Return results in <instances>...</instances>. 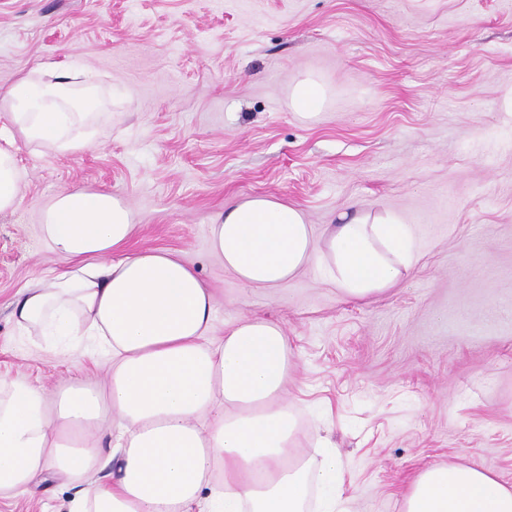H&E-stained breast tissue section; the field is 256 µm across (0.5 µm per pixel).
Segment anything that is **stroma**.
<instances>
[{"instance_id": "1", "label": "stroma", "mask_w": 512, "mask_h": 512, "mask_svg": "<svg viewBox=\"0 0 512 512\" xmlns=\"http://www.w3.org/2000/svg\"><path fill=\"white\" fill-rule=\"evenodd\" d=\"M46 62L92 79L101 135L67 155L15 141L0 378L51 397L106 383L107 349L46 347L12 305L63 266L40 228L52 198L108 191L138 226L126 253L172 252L213 288L212 340L244 317L282 326L299 443L314 466L317 439L335 447L351 512H401L439 464L512 485V0H0V126ZM301 76L325 90L318 116L291 105ZM255 195L303 210L318 243L342 212L400 213L413 264L362 302L316 265L247 287L209 229ZM72 495L44 482L0 512H68Z\"/></svg>"}]
</instances>
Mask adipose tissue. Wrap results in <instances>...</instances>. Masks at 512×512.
Instances as JSON below:
<instances>
[{"label": "adipose tissue", "instance_id": "ef3b65f1", "mask_svg": "<svg viewBox=\"0 0 512 512\" xmlns=\"http://www.w3.org/2000/svg\"><path fill=\"white\" fill-rule=\"evenodd\" d=\"M40 72L8 94L0 212L18 198L16 137L67 153L99 134L95 87L50 63ZM136 231L109 192L63 191L44 211L42 235L69 268L24 288L15 324L51 345L94 337L112 363L105 386L73 383L52 399L0 378V499L63 476L74 487L71 512H303L313 487L320 512H346L339 456L325 453L314 468L296 451L283 328L243 318L210 341L211 289L170 252L124 254ZM210 248L252 288L275 289L323 266L351 301L392 289L413 259L394 213H342L319 245L300 208L262 195L218 215ZM217 464L220 489L209 481ZM402 512H512V487L463 463L430 467L410 481Z\"/></svg>", "mask_w": 512, "mask_h": 512}]
</instances>
